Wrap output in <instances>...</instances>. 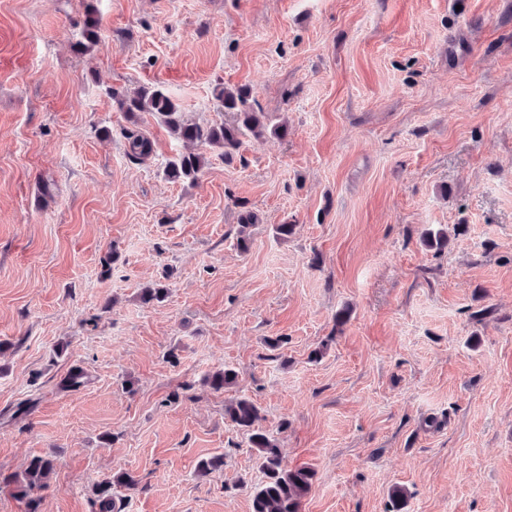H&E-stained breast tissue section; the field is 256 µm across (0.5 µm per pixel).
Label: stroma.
<instances>
[{
  "instance_id": "stroma-1",
  "label": "stroma",
  "mask_w": 512,
  "mask_h": 512,
  "mask_svg": "<svg viewBox=\"0 0 512 512\" xmlns=\"http://www.w3.org/2000/svg\"><path fill=\"white\" fill-rule=\"evenodd\" d=\"M95 4L80 53L83 0H0V512H27L10 480L36 455L40 512H91L118 470L139 479L118 512H250L240 397L285 468L314 470L301 512H390L397 486L402 512H512V0ZM220 83L287 136L209 151L191 185L143 113L154 155L127 156L110 88L212 125L234 119ZM439 226L441 255L421 241ZM74 365L90 384L60 390ZM101 17L93 0H87L84 5V15L81 21L80 39L74 44L77 51H89L101 42Z\"/></svg>"
}]
</instances>
